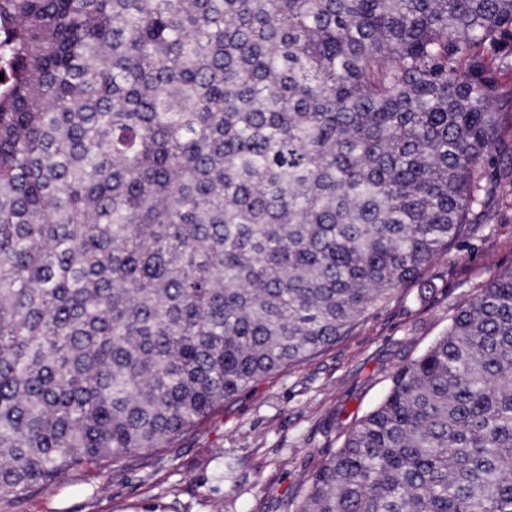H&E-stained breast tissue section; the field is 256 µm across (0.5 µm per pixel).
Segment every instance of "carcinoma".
<instances>
[{"label": "carcinoma", "mask_w": 512, "mask_h": 512, "mask_svg": "<svg viewBox=\"0 0 512 512\" xmlns=\"http://www.w3.org/2000/svg\"><path fill=\"white\" fill-rule=\"evenodd\" d=\"M512 0H0V503L336 344L512 193ZM293 512H512V268Z\"/></svg>", "instance_id": "obj_1"}]
</instances>
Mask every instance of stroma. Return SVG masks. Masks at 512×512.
<instances>
[{
	"mask_svg": "<svg viewBox=\"0 0 512 512\" xmlns=\"http://www.w3.org/2000/svg\"><path fill=\"white\" fill-rule=\"evenodd\" d=\"M512 268V209L442 256L350 336L258 381L176 443L73 471L0 512H285L287 500L385 396L395 369L448 328L457 305Z\"/></svg>",
	"mask_w": 512,
	"mask_h": 512,
	"instance_id": "35a3bbf8",
	"label": "stroma"
}]
</instances>
